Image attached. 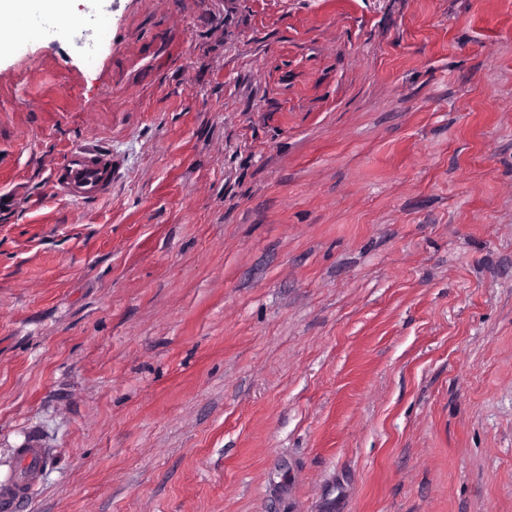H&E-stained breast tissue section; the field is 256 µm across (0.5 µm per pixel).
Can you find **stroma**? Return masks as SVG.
<instances>
[{
    "label": "stroma",
    "mask_w": 512,
    "mask_h": 512,
    "mask_svg": "<svg viewBox=\"0 0 512 512\" xmlns=\"http://www.w3.org/2000/svg\"><path fill=\"white\" fill-rule=\"evenodd\" d=\"M76 8L0 53L25 512H512V0ZM64 19L62 29L66 33L72 50L84 56L86 64L92 67L95 62L91 46L94 42L103 41L108 31L98 15L63 11L60 15ZM51 182L57 192L77 200L99 199L112 189V158L94 148H73L55 168ZM17 466L6 478L0 479V511L22 512L38 486L48 452L35 436L25 448L14 449Z\"/></svg>",
    "instance_id": "stroma-1"
}]
</instances>
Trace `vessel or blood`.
Returning <instances> with one entry per match:
<instances>
[{"label":"vessel or blood","instance_id":"1","mask_svg":"<svg viewBox=\"0 0 512 512\" xmlns=\"http://www.w3.org/2000/svg\"><path fill=\"white\" fill-rule=\"evenodd\" d=\"M51 182L61 195L77 200L99 199L112 189V159L94 148H73L55 168ZM17 466L0 479V512H23L39 483L48 452L38 438L15 449Z\"/></svg>","mask_w":512,"mask_h":512}]
</instances>
